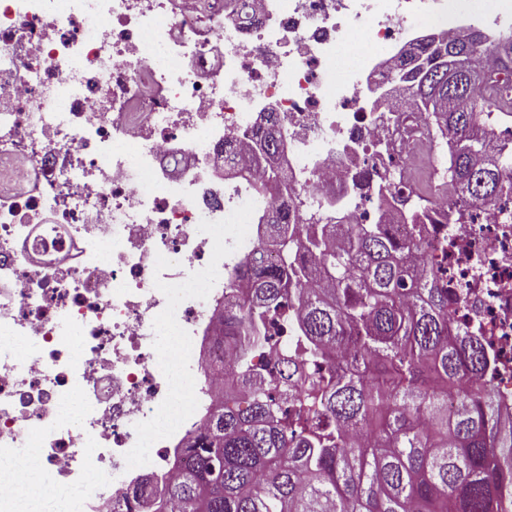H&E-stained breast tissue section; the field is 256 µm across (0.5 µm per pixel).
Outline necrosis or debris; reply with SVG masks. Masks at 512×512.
Returning <instances> with one entry per match:
<instances>
[{
	"mask_svg": "<svg viewBox=\"0 0 512 512\" xmlns=\"http://www.w3.org/2000/svg\"><path fill=\"white\" fill-rule=\"evenodd\" d=\"M463 18L512 30V0H0V467L27 448L77 512H139L126 488L175 475L222 386L215 318L246 295L224 270L268 238L251 218L274 203L214 161L264 112L304 221L427 200L451 319L512 408V202L439 223L440 126L371 92L420 28ZM363 171L371 189L351 190Z\"/></svg>",
	"mask_w": 512,
	"mask_h": 512,
	"instance_id": "1",
	"label": "necrosis or debris"
}]
</instances>
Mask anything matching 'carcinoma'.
I'll use <instances>...</instances> for the list:
<instances>
[{
	"label": "carcinoma",
	"mask_w": 512,
	"mask_h": 512,
	"mask_svg": "<svg viewBox=\"0 0 512 512\" xmlns=\"http://www.w3.org/2000/svg\"><path fill=\"white\" fill-rule=\"evenodd\" d=\"M486 50L496 68L512 65V43ZM403 58L405 97L448 137V223L512 197V137L493 132L512 117V96L471 98L481 53L421 41ZM254 192L282 197L258 216L277 232V259L261 246L247 258L255 287L220 328L253 391L242 401L224 392L156 512L175 503L182 512H512V410L477 384L488 355L453 326L448 289L413 265L430 247L417 215L404 233L387 221L355 224L338 243L334 224L297 225L280 172ZM290 308L292 351L257 377L252 350Z\"/></svg>",
	"instance_id": "cac0c4a2"
}]
</instances>
